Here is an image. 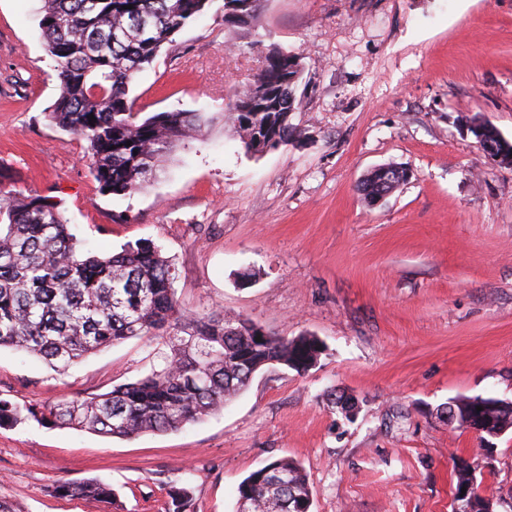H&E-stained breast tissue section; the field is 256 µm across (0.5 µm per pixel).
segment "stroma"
<instances>
[{"mask_svg":"<svg viewBox=\"0 0 512 512\" xmlns=\"http://www.w3.org/2000/svg\"><path fill=\"white\" fill-rule=\"evenodd\" d=\"M40 7L0 0V167L13 188L60 201L93 251L162 246L188 311L311 334L323 351L302 373L259 371L224 411L178 431L0 426V502L168 512L177 479L191 512H236L245 477L291 459L308 474L311 512H448L462 458L499 496L496 512H512V431L487 456L438 414L458 397L512 399V167L462 129L476 114L512 141V0H262L257 22L232 30L215 0L137 76V109L224 111L281 47L302 56L301 136L252 154L215 124L125 197L99 192L85 142L47 118L59 80ZM383 164L410 178L371 206L357 186ZM159 363L139 338L63 371L1 348L0 399L67 402ZM95 477L112 503L52 491Z\"/></svg>","mask_w":512,"mask_h":512,"instance_id":"obj_1","label":"stroma"}]
</instances>
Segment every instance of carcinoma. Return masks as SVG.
<instances>
[{"label": "carcinoma", "mask_w": 512, "mask_h": 512, "mask_svg": "<svg viewBox=\"0 0 512 512\" xmlns=\"http://www.w3.org/2000/svg\"><path fill=\"white\" fill-rule=\"evenodd\" d=\"M39 20L53 58L59 95L49 121L87 143L90 169L100 192L127 196L146 188L180 141L220 120L233 127L246 150L262 153L265 139L249 134L269 125L282 146L297 140L291 123L303 70L299 56L280 49L263 57L261 84L234 92L229 110L157 112L141 118L129 87L163 46L198 20L214 0H42ZM133 8H127V5ZM261 0H252L238 28L257 21ZM0 168V348L10 347L49 364L68 365L103 347L139 337L168 348L146 377L111 391L54 405H19L0 399V425L28 419L86 428L105 436L178 430L224 408L265 367L302 371L321 353L314 336H275L248 319L200 316L181 308L176 268L151 243L137 241L115 254L85 250L49 196L6 187ZM407 181L373 169L358 185L361 196L390 194ZM53 491L70 497L112 500L100 479L59 481ZM172 512H190L185 486L169 489ZM310 500L303 467L272 461L238 487V503L251 512H292L288 500Z\"/></svg>", "instance_id": "cac0c4a2"}]
</instances>
